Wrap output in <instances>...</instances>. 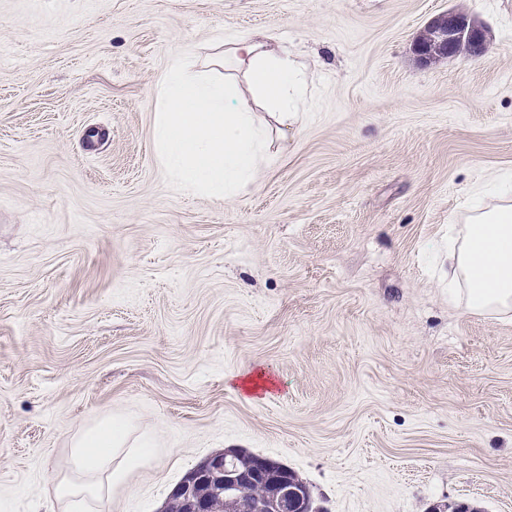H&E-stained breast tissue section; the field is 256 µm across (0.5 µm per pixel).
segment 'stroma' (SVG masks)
I'll return each instance as SVG.
<instances>
[{"label": "stroma", "mask_w": 512, "mask_h": 512, "mask_svg": "<svg viewBox=\"0 0 512 512\" xmlns=\"http://www.w3.org/2000/svg\"><path fill=\"white\" fill-rule=\"evenodd\" d=\"M458 9L487 51L422 66ZM259 33L309 89L224 199L169 188L174 56L240 77ZM512 186V0H0V512H30L110 414L158 454L112 512H160L241 449L324 512H512V315L448 299V235ZM263 373L249 392L236 376Z\"/></svg>", "instance_id": "obj_1"}]
</instances>
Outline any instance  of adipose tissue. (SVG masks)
<instances>
[{
  "label": "adipose tissue",
  "mask_w": 512,
  "mask_h": 512,
  "mask_svg": "<svg viewBox=\"0 0 512 512\" xmlns=\"http://www.w3.org/2000/svg\"><path fill=\"white\" fill-rule=\"evenodd\" d=\"M230 52L243 70L254 98L280 124L295 120V107L306 93V81L288 52L254 39L235 42ZM449 288L463 286L470 313L512 315V197L470 214L459 242L450 243ZM154 460V450L133 437L129 426L111 417L77 434L68 472L58 480L44 512L64 502L66 512H110L117 494L131 477Z\"/></svg>",
  "instance_id": "ef3b65f1"
}]
</instances>
